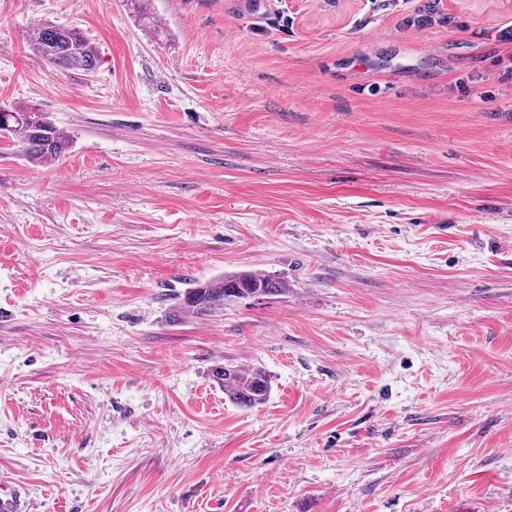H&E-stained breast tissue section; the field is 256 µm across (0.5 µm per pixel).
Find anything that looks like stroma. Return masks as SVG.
<instances>
[{
    "mask_svg": "<svg viewBox=\"0 0 512 512\" xmlns=\"http://www.w3.org/2000/svg\"><path fill=\"white\" fill-rule=\"evenodd\" d=\"M45 22L96 71L35 57ZM31 103L73 137L0 156L31 512H512V0H0V105ZM248 270L287 294L170 321ZM31 51L48 65L69 71L94 72L100 61L94 43L80 29L44 23L30 38ZM211 377L224 389V398L241 409L264 405L271 395V377L260 366L245 369L238 364H224L213 368Z\"/></svg>",
    "mask_w": 512,
    "mask_h": 512,
    "instance_id": "35a3bbf8",
    "label": "stroma"
}]
</instances>
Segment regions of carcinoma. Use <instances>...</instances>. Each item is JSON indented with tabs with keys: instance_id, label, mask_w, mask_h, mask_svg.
<instances>
[{
	"instance_id": "obj_1",
	"label": "carcinoma",
	"mask_w": 512,
	"mask_h": 512,
	"mask_svg": "<svg viewBox=\"0 0 512 512\" xmlns=\"http://www.w3.org/2000/svg\"><path fill=\"white\" fill-rule=\"evenodd\" d=\"M31 51L48 65L69 71L91 73L99 63L94 43L80 29L44 23L30 38ZM0 142L32 166H45L66 155L72 137L35 105L0 106ZM288 292L287 282L263 271H243L218 279L195 281L176 295L172 319L184 315L206 316L224 311L229 302L280 296ZM211 377L224 389V398L241 409L266 404L272 381L260 366L243 368L229 363L211 370Z\"/></svg>"
}]
</instances>
